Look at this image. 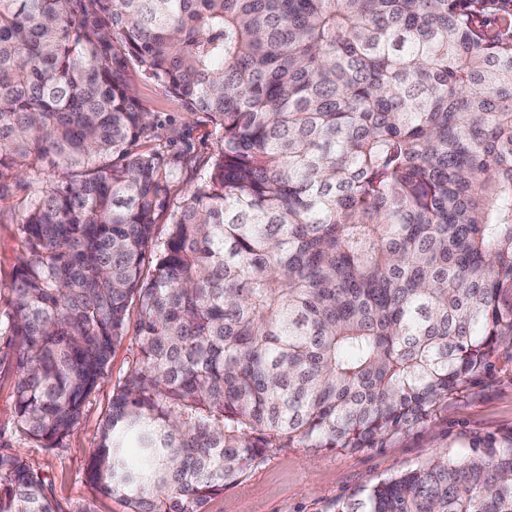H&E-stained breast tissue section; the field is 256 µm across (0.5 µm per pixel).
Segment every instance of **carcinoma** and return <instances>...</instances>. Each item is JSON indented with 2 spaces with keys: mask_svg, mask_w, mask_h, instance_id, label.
Returning a JSON list of instances; mask_svg holds the SVG:
<instances>
[{
  "mask_svg": "<svg viewBox=\"0 0 512 512\" xmlns=\"http://www.w3.org/2000/svg\"><path fill=\"white\" fill-rule=\"evenodd\" d=\"M131 65L221 133L160 244L178 162L132 150ZM25 177L16 430L62 446L135 305L87 482L205 512L281 448L430 420L512 345V0H0V191ZM0 512L95 510L0 452ZM335 512H512V443Z\"/></svg>",
  "mask_w": 512,
  "mask_h": 512,
  "instance_id": "cac0c4a2",
  "label": "carcinoma"
}]
</instances>
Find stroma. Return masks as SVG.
Here are the masks:
<instances>
[{"instance_id":"obj_1","label":"stroma","mask_w":512,"mask_h":512,"mask_svg":"<svg viewBox=\"0 0 512 512\" xmlns=\"http://www.w3.org/2000/svg\"><path fill=\"white\" fill-rule=\"evenodd\" d=\"M130 91L151 121V138L138 149L158 145L185 166L169 194L170 209L180 206L190 188L207 172L219 148V135L204 113L129 68ZM31 198L28 182L9 183L0 194V289L10 286L22 250L21 224ZM137 332L129 330L117 346L107 381L89 397L82 421L61 448L46 450L30 443L13 424L11 377L0 378V444L27 457L53 483L58 499L78 506L92 503L96 512H125L117 499L96 495L85 469L98 439V426L112 402V387L135 365ZM512 440V346L501 348L490 370L436 415L404 433L358 451L289 448L269 456L237 483L214 496L206 512H334L336 502L407 469L427 464L436 452L457 458L488 440Z\"/></svg>"}]
</instances>
